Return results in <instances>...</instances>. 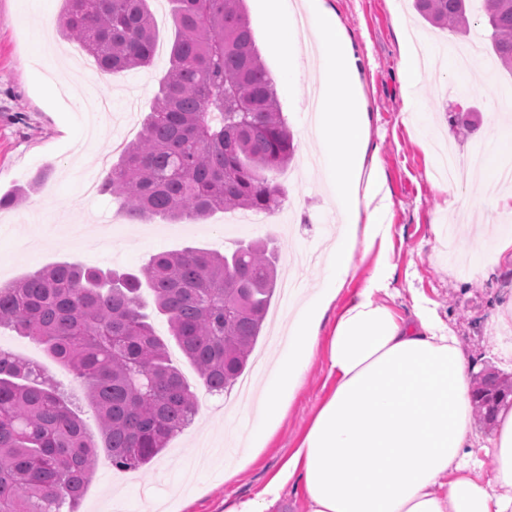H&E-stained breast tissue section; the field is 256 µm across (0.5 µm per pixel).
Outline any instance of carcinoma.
<instances>
[{
    "mask_svg": "<svg viewBox=\"0 0 512 512\" xmlns=\"http://www.w3.org/2000/svg\"><path fill=\"white\" fill-rule=\"evenodd\" d=\"M170 65L140 137L125 146L100 192L140 222L205 220L217 211L268 214L281 205L274 174L294 153L274 81L260 60L244 0H169ZM471 0H414L431 25L465 33ZM499 66L512 73V0H482ZM62 37L99 68L120 74L151 64L157 33L149 0H65ZM0 197L19 205L44 186ZM266 242L220 253L152 255L137 273L63 263L0 285V326L44 346L87 390L102 443L39 368L0 349V512H78L99 448L112 464H149L199 410L167 344L142 312L147 287L171 336L207 390L224 393L243 374L277 283ZM486 423L512 400V384L485 375L474 393Z\"/></svg>",
    "mask_w": 512,
    "mask_h": 512,
    "instance_id": "obj_1",
    "label": "carcinoma"
}]
</instances>
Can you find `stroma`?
<instances>
[{
	"instance_id": "obj_1",
	"label": "stroma",
	"mask_w": 512,
	"mask_h": 512,
	"mask_svg": "<svg viewBox=\"0 0 512 512\" xmlns=\"http://www.w3.org/2000/svg\"><path fill=\"white\" fill-rule=\"evenodd\" d=\"M0 0V195L27 185L38 175L48 178V191L32 192L19 206L0 209V284L23 278L62 262L84 264L104 271L135 272L152 254L186 247L224 251L234 243L272 240L284 272L300 287L314 288L316 266L298 265L294 256L324 247L325 227L332 222V206L309 159L318 150L309 128V89L313 62L308 45H300L302 79L290 91H278L282 115L295 144L292 162L277 172L285 191L282 212L291 224L278 221L248 223V211L237 210V223L217 213L204 221L168 223L131 221L117 202L103 195L88 196L85 182H102L119 154L115 142L135 141L157 90V80L168 68L173 30L169 0H151L159 31L152 65L120 77L99 72L87 56L62 50L56 30L37 35L36 12L58 16L63 0ZM340 17L356 51L366 63V91L371 104L370 144L382 161L393 208L394 234L388 256L397 267V288H414L436 305L442 318L457 332L474 356L478 373L512 377V358L501 354L504 338L512 336V319L495 317L512 305V273L501 272L494 253L484 264H469L455 243L436 237L432 226L447 222L490 228L512 225V211L492 210L490 202L499 184L472 181L459 190L460 203L447 211L445 197L433 174L441 151L455 148L461 159H471L484 145L487 114L498 95L512 91V74L490 69L471 92H459L448 79L446 60L434 58L423 73L418 93L427 103L430 124L403 109L398 65L402 46L412 36L422 41L447 42L448 35L431 27L414 9L413 0H326ZM260 59L271 76H278L280 58L266 25L261 0H244ZM56 52L61 70L69 75L66 93L44 100L39 86L46 74L40 61ZM475 125L470 138L458 136L453 122L459 109ZM268 318L247 367L256 379L260 363L270 362L272 332L287 330L288 308L275 293ZM0 348L34 358L48 379L73 402L97 433L95 415L82 383L52 360L43 348L14 329L0 327ZM331 386L324 356H317L307 372L274 440L232 482L224 468L240 455L228 437L247 434L241 424V403L233 392L223 397L203 394L192 423L171 438L165 451L149 467L125 471L100 453L87 486L81 512H143L147 498L162 500V512H224L225 501L261 491L287 461ZM194 492L181 500L173 495L185 479Z\"/></svg>"
}]
</instances>
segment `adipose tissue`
<instances>
[{"label": "adipose tissue", "instance_id": "obj_1", "mask_svg": "<svg viewBox=\"0 0 512 512\" xmlns=\"http://www.w3.org/2000/svg\"><path fill=\"white\" fill-rule=\"evenodd\" d=\"M278 51L280 85L299 78L302 32L318 54L312 131L318 169L339 216L318 285L290 308L287 341L261 369L247 468L269 445L317 350L331 387L279 474L225 512H280L294 488L306 512H512V408L500 409L491 445L470 423L474 359L437 308L410 295L402 315L386 297L396 280L386 248L393 205L369 140L366 72L339 16L325 0H265ZM487 128L496 150L484 169L499 178L512 167V95L499 99ZM375 262L361 288L345 286L367 257ZM493 457L492 479L480 475ZM236 470L227 471L233 479Z\"/></svg>", "mask_w": 512, "mask_h": 512}]
</instances>
